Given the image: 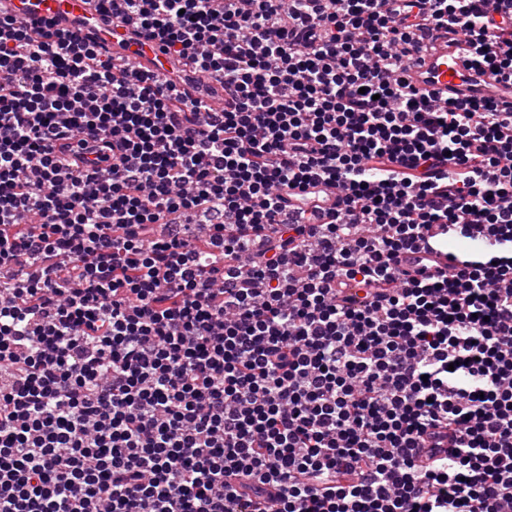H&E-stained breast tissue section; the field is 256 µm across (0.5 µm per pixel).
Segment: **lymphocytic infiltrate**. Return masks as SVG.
I'll return each mask as SVG.
<instances>
[{
	"mask_svg": "<svg viewBox=\"0 0 512 512\" xmlns=\"http://www.w3.org/2000/svg\"><path fill=\"white\" fill-rule=\"evenodd\" d=\"M98 8L224 109L0 17V512H512V0ZM448 48V42H436L423 52L418 65L408 73V80L425 94L452 96L466 102L483 96L512 104V84L498 81L490 72L471 69L461 54ZM179 67L185 72L183 77L187 85L184 88L190 90L193 98H198L208 107H211L217 112L223 111L224 109V86L216 81H210L204 84H200L199 77L194 74V71L179 63ZM195 85L202 87L201 93H196L194 90Z\"/></svg>",
	"mask_w": 512,
	"mask_h": 512,
	"instance_id": "f902f5d3",
	"label": "lymphocytic infiltrate"
}]
</instances>
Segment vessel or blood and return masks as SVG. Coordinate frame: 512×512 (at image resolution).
<instances>
[{
	"instance_id": "b4317fda",
	"label": "vessel or blood",
	"mask_w": 512,
	"mask_h": 512,
	"mask_svg": "<svg viewBox=\"0 0 512 512\" xmlns=\"http://www.w3.org/2000/svg\"><path fill=\"white\" fill-rule=\"evenodd\" d=\"M0 14L31 24L53 20L59 26L104 44L109 52L122 55L126 63L140 66L150 59L155 72L160 74L171 68V60L159 43H151L144 53H137L133 26L115 29L107 25L95 0H0ZM183 77L187 86H200V101L215 111H223L221 83H200L198 75L190 69L185 70ZM408 80L425 94L449 95L462 102L492 96L499 102L512 104V84L498 81L490 72L471 69L463 56L455 54L441 41L423 52L419 64L409 71Z\"/></svg>"
}]
</instances>
